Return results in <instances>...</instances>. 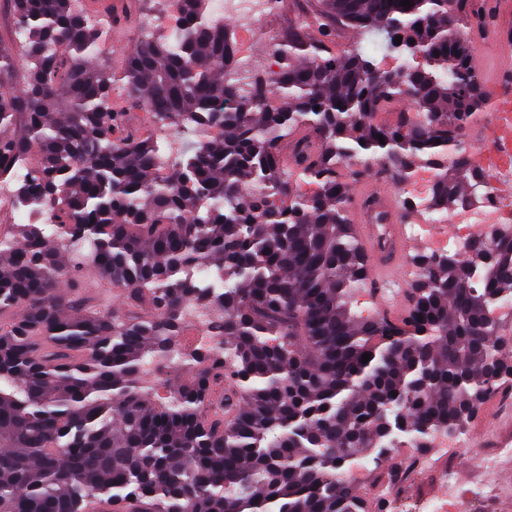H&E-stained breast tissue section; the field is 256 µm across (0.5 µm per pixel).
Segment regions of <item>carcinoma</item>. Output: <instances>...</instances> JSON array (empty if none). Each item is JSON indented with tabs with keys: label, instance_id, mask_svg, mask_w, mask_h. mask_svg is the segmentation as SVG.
I'll return each instance as SVG.
<instances>
[{
	"label": "carcinoma",
	"instance_id": "cac0c4a2",
	"mask_svg": "<svg viewBox=\"0 0 512 512\" xmlns=\"http://www.w3.org/2000/svg\"><path fill=\"white\" fill-rule=\"evenodd\" d=\"M9 2L24 37L0 53V178L28 166L18 198L55 236L0 232V512H387L348 480L354 459L463 434L512 391V232L462 259L416 253L396 316L352 311L368 280L353 184L431 166L440 213L478 178L460 157L486 109L472 0H320L319 37L276 46L273 76L240 72L211 0H176L178 45L146 19L121 70L155 127L196 137L166 170L158 135L114 106L112 69L90 64L112 11ZM338 23L423 62L395 78L362 47L338 54ZM404 99L416 115L382 117ZM215 263L222 293L186 274ZM90 273L122 306L87 295ZM186 306L215 344L185 342ZM173 360L183 377L161 396L146 367Z\"/></svg>",
	"mask_w": 512,
	"mask_h": 512
}]
</instances>
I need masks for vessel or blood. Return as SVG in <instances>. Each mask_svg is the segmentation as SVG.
<instances>
[{
    "label": "vessel or blood",
    "instance_id": "1",
    "mask_svg": "<svg viewBox=\"0 0 512 512\" xmlns=\"http://www.w3.org/2000/svg\"><path fill=\"white\" fill-rule=\"evenodd\" d=\"M351 205L358 217L355 232L368 258L370 281L381 288L403 269L410 242L397 222L390 195L377 180L357 183Z\"/></svg>",
    "mask_w": 512,
    "mask_h": 512
}]
</instances>
